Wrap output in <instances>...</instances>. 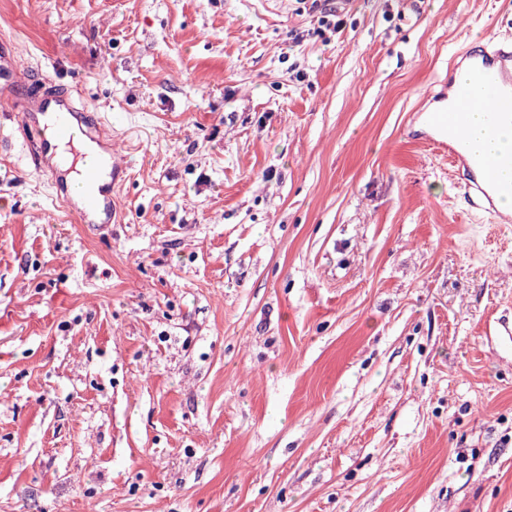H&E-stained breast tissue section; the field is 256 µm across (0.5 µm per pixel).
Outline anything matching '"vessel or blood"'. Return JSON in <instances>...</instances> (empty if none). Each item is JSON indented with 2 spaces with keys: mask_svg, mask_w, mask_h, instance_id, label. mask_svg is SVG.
<instances>
[{
  "mask_svg": "<svg viewBox=\"0 0 512 512\" xmlns=\"http://www.w3.org/2000/svg\"><path fill=\"white\" fill-rule=\"evenodd\" d=\"M22 122L19 133L42 159L52 141L71 143L85 138L97 141L98 123L86 110L76 108L72 99L58 102V117L52 138H45L37 116V96L24 90L9 96ZM435 107L425 113L430 130L426 142L447 155L461 174V188L471 208L497 216L508 224L512 217L500 214V201L512 197V153L474 151L463 135L474 107H481L488 130L512 125V43L489 42L480 52L464 49L448 63V81L434 96ZM124 168L111 155H95L79 172L83 201L73 215L81 224H109L113 221L112 190L123 177Z\"/></svg>",
  "mask_w": 512,
  "mask_h": 512,
  "instance_id": "1",
  "label": "vessel or blood"
}]
</instances>
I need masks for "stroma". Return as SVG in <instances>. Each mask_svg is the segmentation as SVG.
Returning a JSON list of instances; mask_svg holds the SVG:
<instances>
[{"label":"stroma","mask_w":512,"mask_h":512,"mask_svg":"<svg viewBox=\"0 0 512 512\" xmlns=\"http://www.w3.org/2000/svg\"><path fill=\"white\" fill-rule=\"evenodd\" d=\"M0 0L126 167L0 110V512H512V224L419 108L512 0ZM16 46L6 43L2 38L0 40V87L1 97L9 99L16 112L21 113L22 122L18 131L22 139L30 148L35 149L34 162L38 170L45 174L54 190L53 199L59 204H67L69 212L75 217L79 224H112L113 222V203L112 188L118 185L123 177L125 168L112 156V145L106 150L107 156L96 154L90 161L85 162L79 171L80 185L83 192L82 208H71L69 195L71 193L67 184L63 183L60 175L53 167L46 168L42 165L43 154L48 153L52 146L45 137L38 119V114H45L44 110L36 112L35 103L37 102L38 90L34 88L31 93L30 88L19 86L25 82V75L18 69L14 74L6 67L7 58L12 55L16 59ZM2 80L4 83L2 84ZM12 85L16 88H25L26 90L4 95V86ZM106 170H109V180L103 184L102 178ZM97 188V189H96Z\"/></svg>","instance_id":"obj_1"}]
</instances>
